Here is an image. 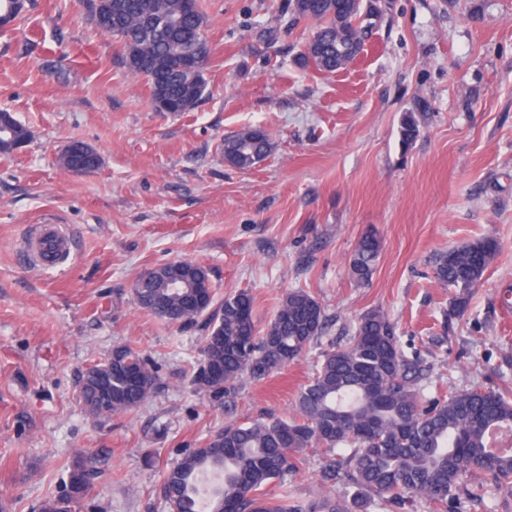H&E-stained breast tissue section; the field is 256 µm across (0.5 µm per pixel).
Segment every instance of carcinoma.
I'll list each match as a JSON object with an SVG mask.
<instances>
[{
    "label": "carcinoma",
    "mask_w": 512,
    "mask_h": 512,
    "mask_svg": "<svg viewBox=\"0 0 512 512\" xmlns=\"http://www.w3.org/2000/svg\"><path fill=\"white\" fill-rule=\"evenodd\" d=\"M99 19L92 20L102 34L119 39L123 62L148 80L158 112H191L205 98V65L188 64L197 51L195 31L204 25L197 0H97ZM288 27L306 20L318 26L300 53L301 62L333 74L347 67L354 54L345 44L362 45L380 26L384 13L376 0H288ZM420 124L412 114L400 127L402 145L412 144ZM27 128L10 115L0 123V153H11L10 142L28 140ZM77 153L63 152L66 170L80 162L93 168L99 152L75 143ZM272 150L269 133L247 127L224 138V161L246 170ZM382 250L377 233L368 231L358 240L348 262V275L356 284L367 283ZM499 251L497 240L484 236L454 247L439 257L435 281L452 291L451 310L462 315L473 290ZM184 284L209 280L204 267L170 262L142 273L132 290L136 307L179 328L202 327L205 332L200 359L191 375L195 389L213 400L232 394L244 376L261 381L300 357L325 329L322 305L301 288L286 292L273 319L258 333L253 299L240 291L217 300L213 310L196 313L185 309ZM143 365L145 381L132 386L125 369ZM94 380L80 374L79 400L84 410L101 419L127 413L145 401L158 385L157 373L146 357L126 344L113 347L112 356L91 368ZM422 370L407 360L398 346L388 316L373 309L358 318L351 342L320 355L313 378L300 391L296 415L290 420L270 418L227 426L200 447L190 450L165 471L162 492L170 512H344L339 498L325 496L305 506L284 495L267 497L266 487L280 480L301 462L300 453L322 446L337 451V459L322 472L325 483L346 474L358 488L400 507L406 500L422 498L435 506H448V498L469 477L468 495L485 497L487 479L512 486V451L489 447L494 430L512 431V395L507 391L472 388L423 394ZM205 472L223 475L221 487L200 508L197 480ZM98 471L86 458L69 469L67 493L43 500L40 512H71L90 491Z\"/></svg>",
    "instance_id": "carcinoma-1"
}]
</instances>
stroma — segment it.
Listing matches in <instances>:
<instances>
[{"instance_id": "35a3bbf8", "label": "stroma", "mask_w": 512, "mask_h": 512, "mask_svg": "<svg viewBox=\"0 0 512 512\" xmlns=\"http://www.w3.org/2000/svg\"><path fill=\"white\" fill-rule=\"evenodd\" d=\"M198 3L210 56L191 112L156 111L84 0H28L0 32V110L30 133L0 155V512H39L79 452L100 473L81 512H169L167 468L224 426L290 418L319 353L347 344L374 308L424 386L512 385V0H387L362 57L335 74L299 64L315 24L287 30L288 0ZM410 112L420 134L406 147ZM248 126L273 148L240 170L224 161V137ZM76 141L99 151L98 169L58 166ZM47 223L71 231L75 252L21 266L19 240ZM369 230L383 247L359 286L348 261ZM486 235L500 252L453 316L436 259ZM176 261L205 267L217 295L248 291L258 327L301 288L326 328L298 361L215 404L189 382L203 331L134 304V280ZM117 344L147 357L159 385L99 421L77 378ZM329 462L307 449L269 496L319 500Z\"/></svg>"}]
</instances>
